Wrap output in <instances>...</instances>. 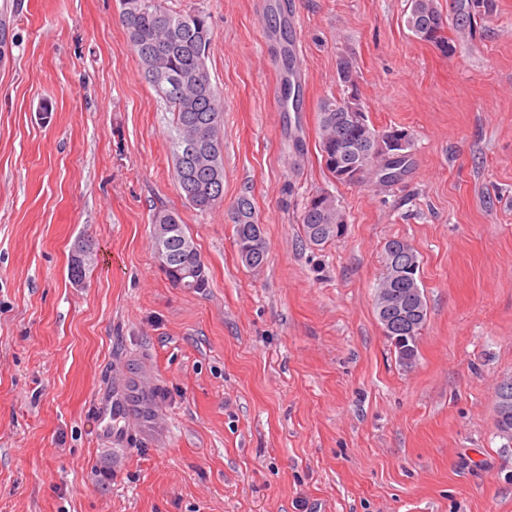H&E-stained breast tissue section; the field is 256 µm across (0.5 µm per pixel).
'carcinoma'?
Wrapping results in <instances>:
<instances>
[{
	"label": "carcinoma",
	"mask_w": 512,
	"mask_h": 512,
	"mask_svg": "<svg viewBox=\"0 0 512 512\" xmlns=\"http://www.w3.org/2000/svg\"><path fill=\"white\" fill-rule=\"evenodd\" d=\"M120 5L122 22L144 78H149L153 71L169 78L181 74L195 76L194 80L179 86L155 81L150 85L166 110L174 115L173 146H178L182 140L201 138L217 147V175L193 159L175 165L181 196L192 208L205 213L224 197V142L220 136L224 103L212 85L206 65L211 45L207 16L198 8L175 10L166 5V0H120ZM492 11V0H450V20L446 21L436 0H411L406 26L415 38L433 44L450 56L455 53L456 42L471 36L478 23ZM338 75L343 85L339 95L325 97L318 104L319 149L324 165L331 176H336L339 168L353 160L351 155L336 154V143L353 142L358 145V151L369 157L362 165L359 181L389 183L391 179L384 177L388 160L383 155L374 158L371 152L375 141L389 130H379L368 120L360 128L352 124V106L366 111L363 103L355 104L348 98L350 87L358 85V72L351 60L343 58L338 63ZM341 219H347V215L335 195L327 191L311 195L301 214L306 241L322 246L342 237L336 228ZM152 223L176 226L175 235L163 243L168 258V279L187 290L207 287L205 263L178 214L160 209L154 213ZM233 228L238 245L264 237L253 205L246 196L236 203ZM75 248L82 259L70 264L69 274L72 279L81 280L92 254V244L80 240ZM385 254L389 273L394 275L395 289L420 287V263L415 251L406 249L405 240H389ZM191 270L197 271L200 284H192V279L185 276Z\"/></svg>",
	"instance_id": "cac0c4a2"
}]
</instances>
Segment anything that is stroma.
<instances>
[{
    "instance_id": "obj_1",
    "label": "stroma",
    "mask_w": 512,
    "mask_h": 512,
    "mask_svg": "<svg viewBox=\"0 0 512 512\" xmlns=\"http://www.w3.org/2000/svg\"><path fill=\"white\" fill-rule=\"evenodd\" d=\"M305 70L280 104V43L257 0H168L208 15L224 100V198L180 194L166 112L119 0H0V512H512V0L453 56L408 0H278ZM351 58L377 129L413 134L392 185L337 183L317 107ZM346 234L306 244L312 194ZM248 196L268 246L242 265ZM177 212L209 279L175 286L152 215ZM90 240L81 282L68 269ZM415 249L427 320L403 365L375 313L384 246ZM150 372L170 432L115 452L93 406L112 370ZM233 228L236 245L250 244L252 239L257 237L263 239L264 248L252 251L248 262L241 260L250 269L262 267L267 260V243L263 228L258 224L253 205L247 196H242L236 203Z\"/></svg>"
}]
</instances>
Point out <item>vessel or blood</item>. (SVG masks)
Wrapping results in <instances>:
<instances>
[{
  "label": "vessel or blood",
  "instance_id": "1",
  "mask_svg": "<svg viewBox=\"0 0 512 512\" xmlns=\"http://www.w3.org/2000/svg\"><path fill=\"white\" fill-rule=\"evenodd\" d=\"M99 441L103 445H126L137 437H161L167 419L151 378L130 381L117 375L116 386L94 406Z\"/></svg>",
  "mask_w": 512,
  "mask_h": 512
}]
</instances>
